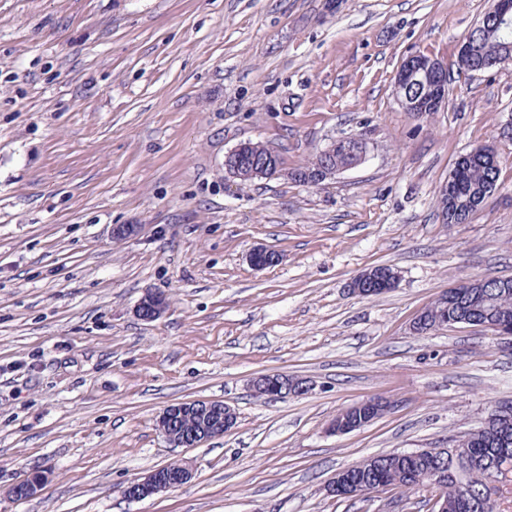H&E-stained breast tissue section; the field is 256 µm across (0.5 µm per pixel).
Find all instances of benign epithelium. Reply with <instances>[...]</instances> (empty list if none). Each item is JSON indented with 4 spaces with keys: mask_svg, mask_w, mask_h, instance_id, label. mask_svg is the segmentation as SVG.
<instances>
[{
    "mask_svg": "<svg viewBox=\"0 0 512 512\" xmlns=\"http://www.w3.org/2000/svg\"><path fill=\"white\" fill-rule=\"evenodd\" d=\"M473 73L471 66L470 39L461 43L457 54L449 62L437 58L422 61V55H410L402 61L394 75V92L400 104L407 112H433L448 102L450 74ZM423 89V95L411 99L405 95L410 86ZM357 142L362 148L359 161H364L367 149L363 139L357 136H343L334 140L323 153L331 160L305 172L301 183L316 185L345 170V166L336 163V154L346 151L349 144ZM225 173L238 180L271 178L290 172L283 171L274 160L258 158L251 154L248 144H238L224 158ZM250 263L258 270L278 261V254L267 247H256L249 255ZM399 277L396 274L376 278L369 270L363 271L350 282V291L357 296H365L370 289L359 288L357 284L378 283L382 291L397 287ZM169 302L160 291L146 292L138 302L135 313L145 322L160 319L168 310ZM250 387L261 396L271 399H284L290 395H302L312 389L311 381L282 372L264 373L250 380ZM364 408L362 419L350 421L342 416L332 419L329 429L336 435H344L364 428L376 420V416L391 409L392 404L375 398L359 402ZM236 411L222 400L194 399L179 401L168 405L158 417V427L169 443L179 448H196L207 441L222 436L236 425ZM351 467L336 473L329 485L331 494L338 497L359 496L365 492V484L352 477ZM193 477L192 464L183 460L165 473L154 469L129 482L123 489L128 500H143L188 483Z\"/></svg>",
    "mask_w": 512,
    "mask_h": 512,
    "instance_id": "obj_1",
    "label": "benign epithelium"
}]
</instances>
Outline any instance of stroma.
<instances>
[{
    "label": "stroma",
    "mask_w": 512,
    "mask_h": 512,
    "mask_svg": "<svg viewBox=\"0 0 512 512\" xmlns=\"http://www.w3.org/2000/svg\"><path fill=\"white\" fill-rule=\"evenodd\" d=\"M492 0H0V512H394L328 493L362 458L444 448L512 401V337L409 326L439 293L512 276V64L454 76L440 111H405L402 61L452 59ZM367 145L318 186L240 182L252 140L285 169L333 139ZM495 146V192L444 223L456 159ZM116 224L138 225L125 240ZM257 246L278 262H249ZM387 264L392 291L352 294ZM167 314L138 319L145 290ZM285 372L304 395L249 381ZM383 396L369 426L328 433ZM219 399L236 427L176 448L174 402ZM188 484L142 501L128 482L178 460ZM46 471L40 494L10 488ZM398 280H399L398 274L387 275L385 278H376L373 276L372 271L364 270L360 275L358 274L357 277L353 281L350 282L349 290L357 296L365 297V295L368 292L371 293L373 289H375V290L377 289L382 292H387V291L392 290L393 288H396L397 284H398ZM377 282L384 288H365V287L357 288V285H356V283L361 284V283H377ZM312 385L306 378L282 372L259 374L250 380V387L257 395L271 399L305 394L312 389Z\"/></svg>",
    "instance_id": "35a3bbf8"
}]
</instances>
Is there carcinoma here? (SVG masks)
Here are the masks:
<instances>
[{
    "label": "carcinoma",
    "instance_id": "cac0c4a2",
    "mask_svg": "<svg viewBox=\"0 0 512 512\" xmlns=\"http://www.w3.org/2000/svg\"><path fill=\"white\" fill-rule=\"evenodd\" d=\"M475 65H481L490 56L499 57L498 64L512 62V51L504 52L502 44H512V25L497 28L488 36L471 33ZM484 147L474 149L460 170L462 189L471 197H478L484 189L497 185L499 164L484 159ZM458 190L448 187L440 192V207L443 221L447 224H468L477 210L456 213ZM464 312L482 321L492 322L502 315L512 319V280L500 286L490 275L486 276V287L468 288L461 297L432 301L418 315L420 328L417 334H427L441 329L444 320ZM459 437L450 439L458 447L448 448V456L437 460L424 448H417L390 456L371 458L366 464L372 485L383 492L395 491L401 495L413 491L418 485L430 484V472L440 469L448 473L442 492L448 500V512H464L460 501L467 496L473 504L472 512H497L495 495L499 484L512 475V429L503 434L502 428L489 421L463 442Z\"/></svg>",
    "mask_w": 512,
    "mask_h": 512
}]
</instances>
